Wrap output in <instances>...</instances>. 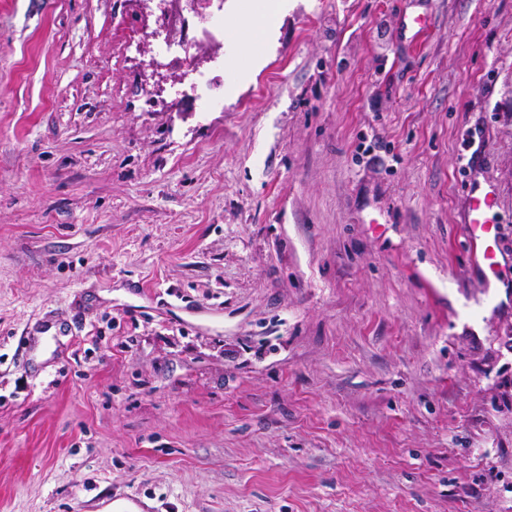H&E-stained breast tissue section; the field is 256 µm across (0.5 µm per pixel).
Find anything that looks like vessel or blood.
Segmentation results:
<instances>
[{
  "label": "vessel or blood",
  "instance_id": "1",
  "mask_svg": "<svg viewBox=\"0 0 512 512\" xmlns=\"http://www.w3.org/2000/svg\"><path fill=\"white\" fill-rule=\"evenodd\" d=\"M498 205V189L488 182L471 181L469 202L465 213L466 238L472 251L488 300H495V288H512V281L501 277L504 266L512 264V254L501 245V229L493 224L489 214Z\"/></svg>",
  "mask_w": 512,
  "mask_h": 512
}]
</instances>
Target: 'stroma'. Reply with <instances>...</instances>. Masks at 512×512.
Masks as SVG:
<instances>
[{"label": "stroma", "instance_id": "obj_1", "mask_svg": "<svg viewBox=\"0 0 512 512\" xmlns=\"http://www.w3.org/2000/svg\"><path fill=\"white\" fill-rule=\"evenodd\" d=\"M157 26L0 0V512H512V0H294L208 110ZM498 205V189L489 182L471 180L469 202L465 213L466 238L475 268L479 272L488 301L497 298L491 288L504 287L506 294L512 292V281L501 277V269L510 266V254L501 246L499 224H492L489 214Z\"/></svg>", "mask_w": 512, "mask_h": 512}]
</instances>
